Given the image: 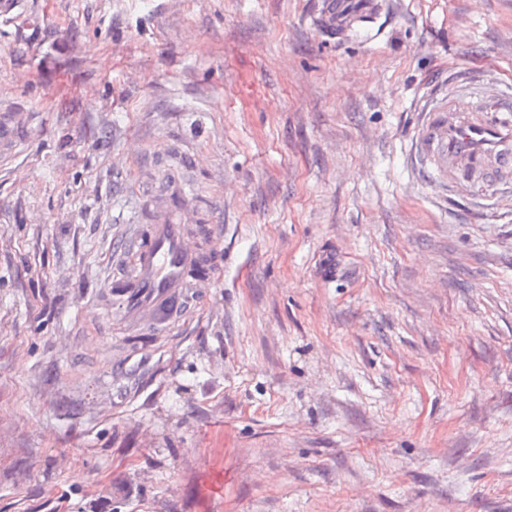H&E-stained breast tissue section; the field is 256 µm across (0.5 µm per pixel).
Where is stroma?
I'll use <instances>...</instances> for the list:
<instances>
[{
	"label": "stroma",
	"mask_w": 512,
	"mask_h": 512,
	"mask_svg": "<svg viewBox=\"0 0 512 512\" xmlns=\"http://www.w3.org/2000/svg\"><path fill=\"white\" fill-rule=\"evenodd\" d=\"M323 2L0 7V512H512V185L411 143L512 94V0ZM170 221L210 285L144 340L103 290ZM380 5L378 0H330L323 16L324 30L328 33L350 31L359 23L367 22L361 18L371 16Z\"/></svg>",
	"instance_id": "1"
}]
</instances>
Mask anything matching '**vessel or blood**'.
Masks as SVG:
<instances>
[{"instance_id":"obj_1","label":"vessel or blood","mask_w":512,"mask_h":512,"mask_svg":"<svg viewBox=\"0 0 512 512\" xmlns=\"http://www.w3.org/2000/svg\"><path fill=\"white\" fill-rule=\"evenodd\" d=\"M378 7L379 0H328L323 27L329 33L352 30ZM415 157L426 174L441 180L512 179V118L491 96L474 112L440 100L423 114ZM118 260L125 270L108 298L145 336L177 322L193 290L208 282L201 253L188 243L182 224L150 225L128 239Z\"/></svg>"}]
</instances>
